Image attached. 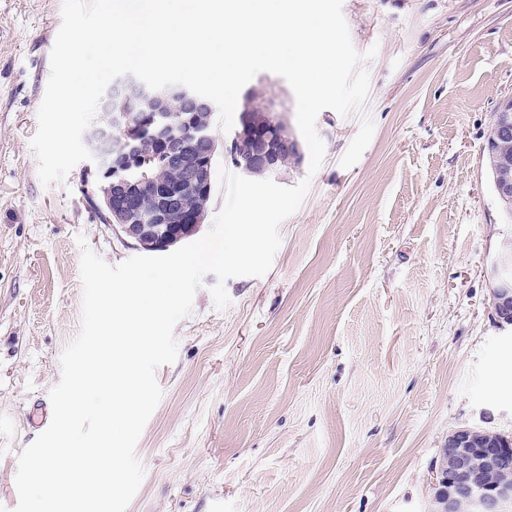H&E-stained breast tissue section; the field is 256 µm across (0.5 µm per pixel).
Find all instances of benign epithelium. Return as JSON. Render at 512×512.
<instances>
[{
  "mask_svg": "<svg viewBox=\"0 0 512 512\" xmlns=\"http://www.w3.org/2000/svg\"><path fill=\"white\" fill-rule=\"evenodd\" d=\"M101 105L98 130L87 142L92 160L83 169L85 198L135 245L148 239L153 251H166L206 217V174L217 151L212 106L182 85L152 90L132 75L113 80ZM496 112L498 134L512 136V97ZM175 114L189 132L175 129ZM273 125L269 111L242 114L241 128L225 146L236 169L277 174L283 156L302 152L296 137L272 133ZM169 170L178 182L164 180ZM492 296L498 322L511 325V275L499 276ZM432 483L439 512H512V440L472 428L451 432Z\"/></svg>",
  "mask_w": 512,
  "mask_h": 512,
  "instance_id": "1",
  "label": "benign epithelium"
}]
</instances>
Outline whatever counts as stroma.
Listing matches in <instances>:
<instances>
[{"label": "stroma", "instance_id": "stroma-1", "mask_svg": "<svg viewBox=\"0 0 512 512\" xmlns=\"http://www.w3.org/2000/svg\"><path fill=\"white\" fill-rule=\"evenodd\" d=\"M63 0H0V502L51 418L80 326L82 248L141 255L101 223L80 168L44 186L30 141ZM368 102L320 113L325 156L263 277L206 275L136 447L128 512H433L431 471L455 429L512 436V326L492 285L512 255L485 146L512 96V0H343ZM251 107L294 115L262 72Z\"/></svg>", "mask_w": 512, "mask_h": 512}]
</instances>
